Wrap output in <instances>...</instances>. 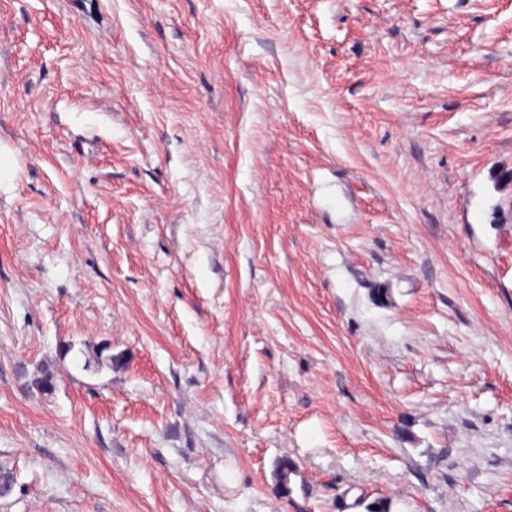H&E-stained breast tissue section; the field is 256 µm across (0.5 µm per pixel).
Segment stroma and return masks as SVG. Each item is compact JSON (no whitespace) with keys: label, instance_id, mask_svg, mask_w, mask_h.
I'll list each match as a JSON object with an SVG mask.
<instances>
[{"label":"stroma","instance_id":"1","mask_svg":"<svg viewBox=\"0 0 512 512\" xmlns=\"http://www.w3.org/2000/svg\"><path fill=\"white\" fill-rule=\"evenodd\" d=\"M0 153V512H512V0H0ZM298 474V466L288 458H283L278 461L276 465V485L275 493L284 507L291 506L295 508L297 506L294 493L295 489L291 484V475ZM347 494L348 492L338 498L336 506L339 509L363 508L364 512H392L394 506L393 499L385 496H377L369 501L371 495L367 493H361L352 503L348 504L346 502ZM371 506H378V510H372Z\"/></svg>","mask_w":512,"mask_h":512}]
</instances>
